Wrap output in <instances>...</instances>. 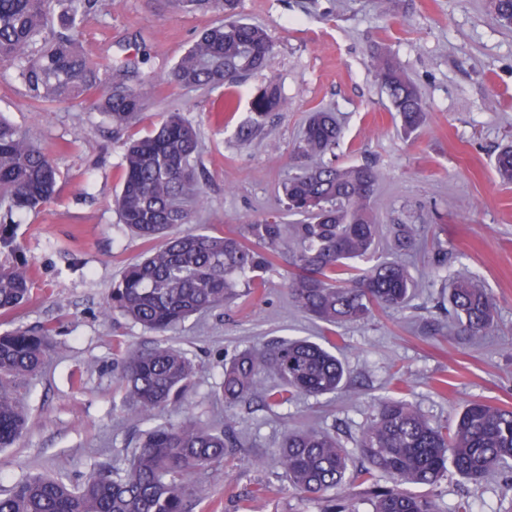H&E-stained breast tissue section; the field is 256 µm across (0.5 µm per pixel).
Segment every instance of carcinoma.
<instances>
[{"instance_id": "cac0c4a2", "label": "carcinoma", "mask_w": 512, "mask_h": 512, "mask_svg": "<svg viewBox=\"0 0 512 512\" xmlns=\"http://www.w3.org/2000/svg\"><path fill=\"white\" fill-rule=\"evenodd\" d=\"M55 0H0V64L14 69L28 97L40 104L78 103L123 130L141 116L148 75L131 85L101 67L79 48L74 33L98 0H61L59 27L52 22ZM239 0H178L187 14L222 20L201 30L173 64L170 83L181 89L231 86L239 77L269 67L275 44L266 28L237 17ZM501 25L512 27V0H492ZM392 111L409 133L420 129L427 110L418 87L387 55L373 60ZM288 107L274 80L251 101V116L236 132L250 141L273 112ZM200 128L179 112H167L144 136L125 147L116 207L122 223L149 244L144 257L128 265L112 285L106 312H117L145 330L165 336L186 318L220 309L237 296L267 288L275 263L288 266V297L326 327L370 319L377 310L407 305L417 287L408 267L379 261L353 269L349 262L373 257L381 238L375 209L380 174L375 167L336 162L343 129L336 113H310L292 152L298 173L281 180L280 201L292 221L277 215L255 219L238 234L184 231L205 206L200 183ZM497 179L512 184V146L494 161ZM58 172L33 136L0 118V316L27 302L34 263L21 254L13 224L19 213L36 210L56 194ZM394 246L414 253L426 247L416 224L391 228ZM448 317L456 334L474 338L492 323L490 296L469 279L449 295ZM54 327H18L0 333V451L13 447L27 427L23 392L52 352ZM120 406L138 421L181 405L194 374L190 358L162 340L148 348L117 351ZM266 373L271 382L262 385ZM344 367L335 354L307 339H284L250 348L224 361L217 395L231 410L256 398L282 407L299 396L335 393ZM244 446L232 420L204 425L189 416L150 427L119 465H96L83 482L29 474L0 492V512H191L203 494L190 480L224 464ZM356 478L368 485L372 512H437L428 498L410 491L433 485L455 472L474 484L488 474H506L512 491V408L474 401L451 426L432 425L405 398L383 399L357 444ZM274 461L291 486L321 505L320 512H353L343 495L352 457L335 437L305 427L286 431ZM388 479L381 485L376 475Z\"/></svg>"}]
</instances>
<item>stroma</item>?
Returning <instances> with one entry per match:
<instances>
[{
    "mask_svg": "<svg viewBox=\"0 0 512 512\" xmlns=\"http://www.w3.org/2000/svg\"><path fill=\"white\" fill-rule=\"evenodd\" d=\"M238 11L264 25L276 43L269 67L239 78L241 104L224 110V88H148L135 134L163 113L181 111L202 133L206 207L194 227L225 231L282 211L276 187L294 173L293 146L312 110H334L344 128L340 163L371 162L381 173L377 206L383 224L422 216L421 234L448 251L440 269L431 251L407 260L418 280L409 305L325 335L289 300L287 273L271 268L268 286L224 308L193 317L168 338L193 361L188 400L160 421L189 415L208 424L224 416L213 391L225 359L273 340L331 338L346 385L335 394L301 397L268 410L254 401L234 411L247 439L222 467L206 470L202 499L192 512H320L319 503L289 484L272 459L291 428L319 427L355 451L378 399L406 390L436 426L452 425L467 404L512 407V185L498 182L494 160L512 144V28L496 19L490 0H240ZM210 17L181 12L175 0H100L76 38L94 62L123 56L140 72L163 74L192 44ZM389 53L420 87L428 118L405 135L371 68ZM275 80L288 108L272 113L245 146L235 132L255 89ZM0 116L28 130L60 172L56 198L22 213L17 241L36 267L30 301L0 317V333L45 323L54 350L28 386V430L19 446L0 451V490L32 472L71 481L94 464L119 463L146 429L117 406L113 361L118 347L150 346L154 337L102 310L123 268L145 250L119 221L125 133L79 105L33 104L12 69L0 68ZM485 288L494 325L464 339L448 332V288L457 276ZM438 512L468 501L470 512H512L502 475L473 484L451 473L422 490Z\"/></svg>",
    "mask_w": 512,
    "mask_h": 512,
    "instance_id": "1",
    "label": "stroma"
}]
</instances>
